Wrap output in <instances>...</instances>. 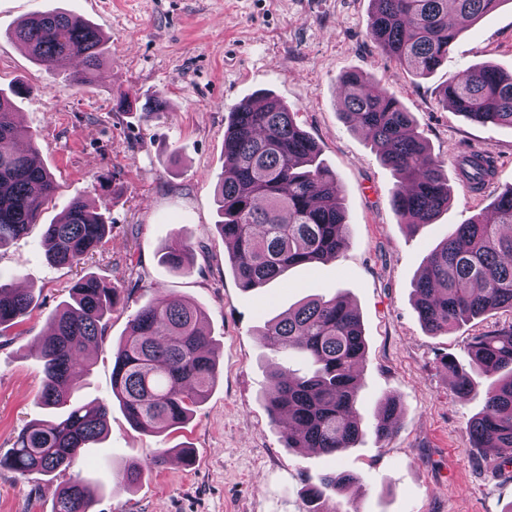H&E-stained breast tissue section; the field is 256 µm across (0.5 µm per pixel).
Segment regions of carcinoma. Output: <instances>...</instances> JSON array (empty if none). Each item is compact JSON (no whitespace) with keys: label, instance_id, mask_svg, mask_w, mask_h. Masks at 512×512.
Masks as SVG:
<instances>
[{"label":"carcinoma","instance_id":"1","mask_svg":"<svg viewBox=\"0 0 512 512\" xmlns=\"http://www.w3.org/2000/svg\"><path fill=\"white\" fill-rule=\"evenodd\" d=\"M369 35L403 69L427 76L448 60L458 35L448 15L473 23L503 0H372ZM31 59L67 73L71 86L89 83L106 63L104 34L91 23L58 10L36 12L15 30ZM342 114L381 145L383 161L397 184L395 211L412 227L431 224L451 201L443 161L429 150L411 113L386 89L352 72L339 79ZM443 100L473 123L512 128V72L491 65L468 68L448 79ZM261 106L235 105L224 131V179L217 189L224 240L232 243L230 269L245 291L258 292L289 269L322 262L344 247L349 225L336 173L319 160L320 149L297 120V113L265 95ZM28 141V149L15 144ZM489 152L455 157L458 180L474 195L494 177ZM56 190L53 175L39 159L32 135L14 121V103L0 91V248L37 222ZM512 187L487 208L459 224L428 255L414 284L416 308L432 334L452 332L491 310L512 312ZM109 217L74 199L60 220L47 225L44 242L54 265H78L102 244ZM191 247L176 237L163 254L173 269L189 265ZM116 289L90 273L72 287L71 301L52 319L43 339L42 405L48 420L25 426L11 451L0 457L20 477L54 476L73 466L82 449L108 428L110 407L75 397L78 381L91 369L89 344L105 339L116 304ZM33 296L0 284V331L20 323ZM204 313L163 289L142 305L112 350V396L128 422L163 432L186 423L218 380ZM277 353L299 355V374L280 365L270 374L267 410L290 448L333 455L353 447L361 428L356 418L366 343L360 316L337 294L312 297L265 325ZM470 364L445 359L459 399L478 386L476 377L499 375L485 391L483 412L470 423L472 447L512 467V327L472 338ZM399 414L396 400L383 403L376 435L391 436ZM146 468L128 465L117 485L141 481ZM355 481L349 473L323 475L307 489L313 503L326 492H341ZM97 488L75 476L57 494L51 512H94Z\"/></svg>","mask_w":512,"mask_h":512}]
</instances>
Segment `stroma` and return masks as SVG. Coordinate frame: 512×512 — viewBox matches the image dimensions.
<instances>
[{"instance_id": "stroma-1", "label": "stroma", "mask_w": 512, "mask_h": 512, "mask_svg": "<svg viewBox=\"0 0 512 512\" xmlns=\"http://www.w3.org/2000/svg\"><path fill=\"white\" fill-rule=\"evenodd\" d=\"M60 10L96 25L108 60L91 84L73 88L35 65L13 38L35 11ZM370 0H0V90L23 87L18 123L34 135L57 189L28 234L0 249V283L32 293L23 323L0 337V456L27 424L46 418L40 344L70 288L92 273L117 288L104 342L91 349L83 401L110 405L109 430L84 449L71 472L19 477L0 468V512H51L76 472L97 484L94 512H304L309 482L333 472L355 482L322 502L326 512H512V468L472 448L469 424L485 404L487 378L459 400L442 361L468 360L473 336L512 326L495 310L462 328L429 334L413 283L431 250L456 224L512 186V128L475 124L441 102L456 71L493 64L512 71V0L464 25L447 62L419 78L372 41ZM361 73L412 113L432 153L444 161L452 199L434 223L408 228L394 211L396 185L380 149L341 112L339 79ZM264 92L297 112L303 129L336 173L349 237L336 259L297 266L258 292L233 278L216 227L214 202L224 178V131L231 109ZM127 98L130 106L116 104ZM159 101L156 112L144 111ZM485 150L496 172L481 195L459 185L454 155ZM81 197L106 212L112 230L85 264L53 267L43 231ZM191 244L193 266L162 260L172 237ZM192 301L205 315L219 382L181 427L135 429L112 398V348L155 288ZM348 298L367 342L357 415L361 435L337 456L287 447L267 411L268 376L282 358L266 344L265 321L308 295ZM400 405L395 433L378 439L385 399ZM190 448L185 471L175 449ZM165 455V464L150 460ZM145 464L142 480L115 477Z\"/></svg>"}]
</instances>
